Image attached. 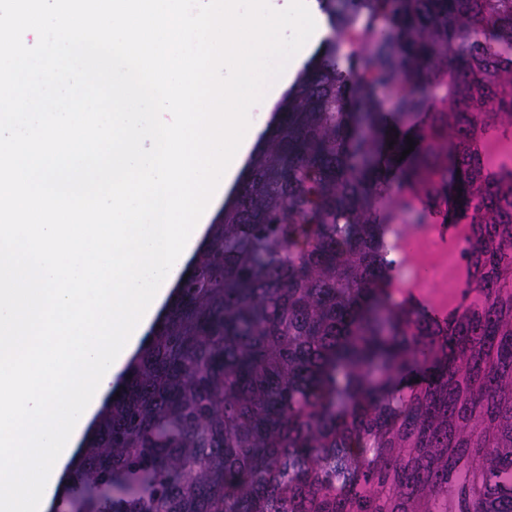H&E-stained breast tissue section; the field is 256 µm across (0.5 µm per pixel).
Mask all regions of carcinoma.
I'll use <instances>...</instances> for the list:
<instances>
[{
	"instance_id": "1",
	"label": "carcinoma",
	"mask_w": 512,
	"mask_h": 512,
	"mask_svg": "<svg viewBox=\"0 0 512 512\" xmlns=\"http://www.w3.org/2000/svg\"><path fill=\"white\" fill-rule=\"evenodd\" d=\"M319 2L323 53L66 512H512V169L482 150L512 139V0ZM421 197L469 225L442 318L389 292Z\"/></svg>"
}]
</instances>
